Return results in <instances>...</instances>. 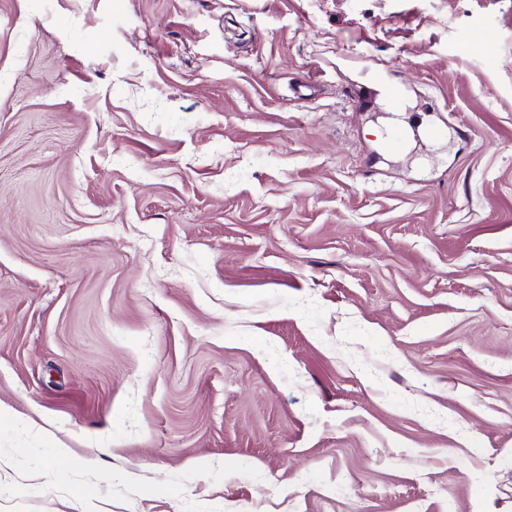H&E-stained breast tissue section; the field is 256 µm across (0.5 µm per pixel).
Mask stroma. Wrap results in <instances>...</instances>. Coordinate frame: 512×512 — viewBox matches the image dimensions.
<instances>
[{
    "mask_svg": "<svg viewBox=\"0 0 512 512\" xmlns=\"http://www.w3.org/2000/svg\"><path fill=\"white\" fill-rule=\"evenodd\" d=\"M0 407V512H512V0H0Z\"/></svg>",
    "mask_w": 512,
    "mask_h": 512,
    "instance_id": "1",
    "label": "stroma"
}]
</instances>
